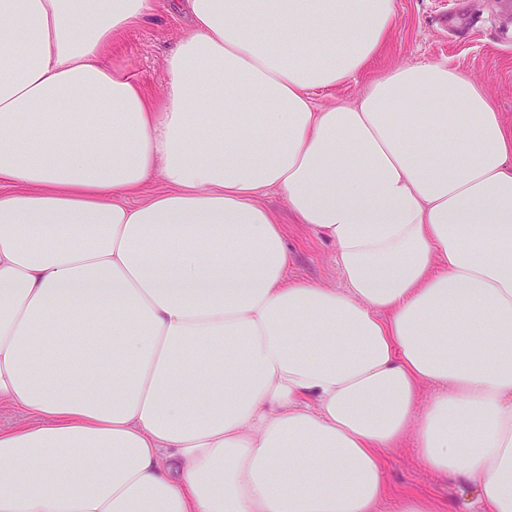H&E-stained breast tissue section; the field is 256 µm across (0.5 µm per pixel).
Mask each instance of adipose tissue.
I'll return each instance as SVG.
<instances>
[{"mask_svg": "<svg viewBox=\"0 0 512 512\" xmlns=\"http://www.w3.org/2000/svg\"><path fill=\"white\" fill-rule=\"evenodd\" d=\"M176 6L154 99L112 61L152 0H0V512H433L409 443L512 512V124L445 62L317 103L395 0ZM265 203L278 222L284 224L285 239L291 256L290 271L306 280L340 286V275L331 261L330 247L302 224L294 222L282 197H268ZM385 478L397 490L411 491L432 500L438 512H454L457 490L450 481L426 474L418 465L410 443L385 450Z\"/></svg>", "mask_w": 512, "mask_h": 512, "instance_id": "obj_1", "label": "adipose tissue"}]
</instances>
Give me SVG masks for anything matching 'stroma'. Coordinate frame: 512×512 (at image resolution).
<instances>
[{
	"mask_svg": "<svg viewBox=\"0 0 512 512\" xmlns=\"http://www.w3.org/2000/svg\"><path fill=\"white\" fill-rule=\"evenodd\" d=\"M188 31L183 15L169 6L158 7L151 20L120 39L112 59L153 97H160L166 54ZM417 61L445 62L481 81L504 119L512 122V0H396L395 25L367 71L336 90L321 92L318 100L354 101L369 77ZM265 203L284 228L291 272L340 286L329 246L294 222L282 197H268ZM383 458L385 478L394 489L429 498L438 512H455L453 483L426 474L413 448L390 449Z\"/></svg>",
	"mask_w": 512,
	"mask_h": 512,
	"instance_id": "35a3bbf8",
	"label": "stroma"
}]
</instances>
